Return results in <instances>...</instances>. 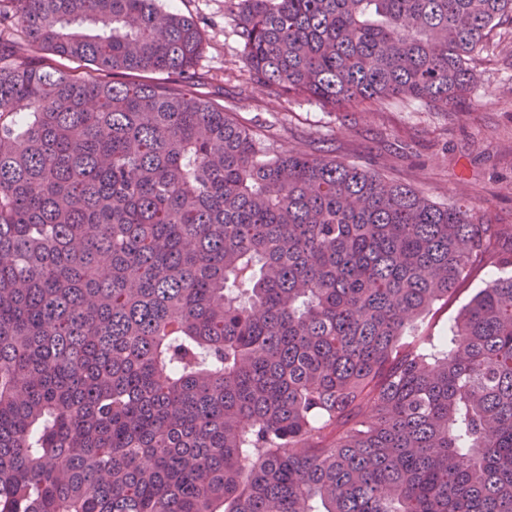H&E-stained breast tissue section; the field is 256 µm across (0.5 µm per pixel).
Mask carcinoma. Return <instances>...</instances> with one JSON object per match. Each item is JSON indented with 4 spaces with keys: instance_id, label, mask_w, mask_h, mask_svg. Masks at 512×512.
Returning a JSON list of instances; mask_svg holds the SVG:
<instances>
[{
    "instance_id": "obj_1",
    "label": "carcinoma",
    "mask_w": 512,
    "mask_h": 512,
    "mask_svg": "<svg viewBox=\"0 0 512 512\" xmlns=\"http://www.w3.org/2000/svg\"><path fill=\"white\" fill-rule=\"evenodd\" d=\"M7 2L28 52L0 42V512H512L501 229L196 96L201 30L163 0ZM228 2L250 78L334 108L446 110L512 21ZM490 255L435 343L425 316Z\"/></svg>"
}]
</instances>
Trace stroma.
<instances>
[{
	"label": "stroma",
	"instance_id": "obj_1",
	"mask_svg": "<svg viewBox=\"0 0 512 512\" xmlns=\"http://www.w3.org/2000/svg\"><path fill=\"white\" fill-rule=\"evenodd\" d=\"M204 35L196 92L281 151L320 153L420 191L438 204H467L479 224L512 228V25L479 64L472 92L448 111L413 101L335 109L304 97L275 98L253 84L241 61L236 20L225 0H165ZM477 267L426 318L444 336L461 308L494 276Z\"/></svg>",
	"mask_w": 512,
	"mask_h": 512
}]
</instances>
